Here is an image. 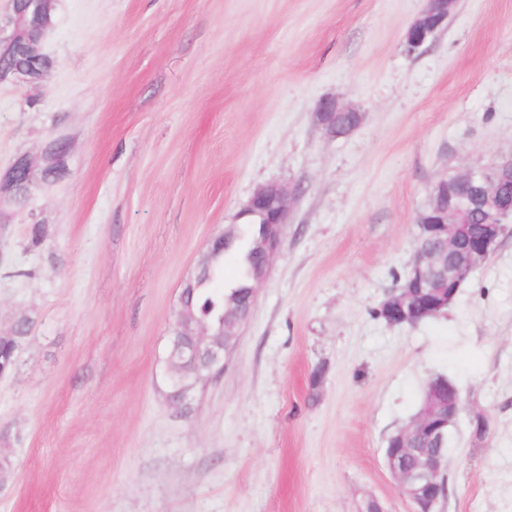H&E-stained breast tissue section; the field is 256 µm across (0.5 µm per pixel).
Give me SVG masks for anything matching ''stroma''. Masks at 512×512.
<instances>
[{
	"mask_svg": "<svg viewBox=\"0 0 512 512\" xmlns=\"http://www.w3.org/2000/svg\"><path fill=\"white\" fill-rule=\"evenodd\" d=\"M425 7L56 0L50 69L0 82V169L69 142L0 205V336L32 322L0 378V512H409L383 451L439 375L463 409L437 512H512V221L447 310L376 314L435 183L512 153V0H458L407 53ZM331 98L363 116L342 137ZM269 182L281 251L224 371L174 403L180 293ZM346 113H353L359 116V120H361V115L357 111L341 106L335 100L325 101L321 106L320 112H317L316 115L319 123L324 127L326 132L336 137V117ZM68 150L66 140L58 136L51 141L45 142L40 156L42 167L39 170L41 178L45 176V171L48 167H57L58 163L64 157Z\"/></svg>",
	"mask_w": 512,
	"mask_h": 512,
	"instance_id": "35a3bbf8",
	"label": "stroma"
}]
</instances>
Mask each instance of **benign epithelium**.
Instances as JSON below:
<instances>
[{"instance_id": "7a95c632", "label": "benign epithelium", "mask_w": 512, "mask_h": 512, "mask_svg": "<svg viewBox=\"0 0 512 512\" xmlns=\"http://www.w3.org/2000/svg\"><path fill=\"white\" fill-rule=\"evenodd\" d=\"M11 12L5 23H0V50H16L28 57L44 56L43 42L50 28L53 0H10ZM457 0H427L421 15L406 33L408 51L415 52L442 29ZM9 78L28 84H37L42 76L21 65H11L0 59V82ZM353 112L334 100L325 101L317 113L326 132L336 135V117ZM68 150L66 140L58 136L45 142L40 156L42 167L22 154L5 170H0V201L13 199L20 190H27L36 181V175H45L49 167L58 165ZM512 180V154L501 157L485 167H471L461 173L436 182L432 194L437 203L420 213L415 235L413 260L407 273L408 285L397 286L384 300V317L391 325L409 318L412 301L428 292L431 297L428 313L435 314L446 301L453 299L462 281L479 268L496 247L504 232L505 221L512 218V205L500 202L497 189ZM290 194L278 183L260 186L249 199L242 216L263 225L255 240V252L260 258L258 273L246 308L255 301L258 286L265 280L274 258L279 254L287 224ZM482 216L478 236L467 245L470 237L469 216ZM243 318L224 322V340L216 342L204 327L194 324L191 308H183V323L179 335L191 337L190 344L176 347L171 357L197 365L211 376L224 368ZM461 409V396L452 383L432 381L427 386L425 404L420 414L389 439L384 461L397 482L399 494L413 506V512H434L435 506L446 495L442 482L446 468L445 458L439 454L422 457L409 463L416 438L424 435L444 438L450 424Z\"/></svg>"}]
</instances>
